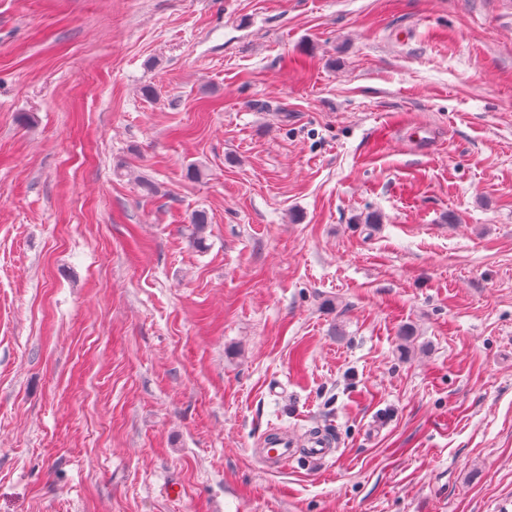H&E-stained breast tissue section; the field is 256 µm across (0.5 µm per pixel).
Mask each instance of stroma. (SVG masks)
<instances>
[{"mask_svg": "<svg viewBox=\"0 0 512 512\" xmlns=\"http://www.w3.org/2000/svg\"><path fill=\"white\" fill-rule=\"evenodd\" d=\"M509 499L512 0H0V512Z\"/></svg>", "mask_w": 512, "mask_h": 512, "instance_id": "stroma-1", "label": "stroma"}]
</instances>
